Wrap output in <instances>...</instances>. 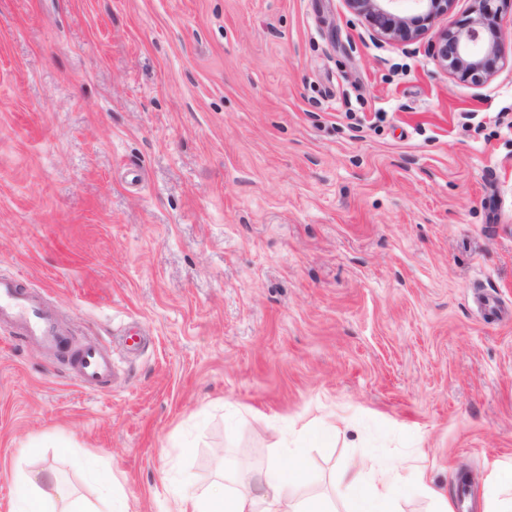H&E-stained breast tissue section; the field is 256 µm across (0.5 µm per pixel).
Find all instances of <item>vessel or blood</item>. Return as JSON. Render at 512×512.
<instances>
[{
    "mask_svg": "<svg viewBox=\"0 0 512 512\" xmlns=\"http://www.w3.org/2000/svg\"><path fill=\"white\" fill-rule=\"evenodd\" d=\"M0 322L47 347H60L65 335L41 309L33 293L21 290L11 277H0ZM75 382L82 388L102 387L112 373V359L93 343L80 347L70 361Z\"/></svg>",
    "mask_w": 512,
    "mask_h": 512,
    "instance_id": "obj_1",
    "label": "vessel or blood"
}]
</instances>
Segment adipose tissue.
<instances>
[{
  "instance_id": "obj_1",
  "label": "adipose tissue",
  "mask_w": 512,
  "mask_h": 512,
  "mask_svg": "<svg viewBox=\"0 0 512 512\" xmlns=\"http://www.w3.org/2000/svg\"><path fill=\"white\" fill-rule=\"evenodd\" d=\"M303 463L271 464L236 479L234 486L217 485L176 498L174 512H334L324 498L301 497ZM339 480L352 493L349 512H388L400 489L410 483L434 501L437 512H452L447 495L429 482L424 472L363 462L342 470ZM16 512H95L88 503L73 498L53 475L19 480Z\"/></svg>"
}]
</instances>
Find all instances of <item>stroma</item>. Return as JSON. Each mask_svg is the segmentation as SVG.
<instances>
[{
	"mask_svg": "<svg viewBox=\"0 0 512 512\" xmlns=\"http://www.w3.org/2000/svg\"><path fill=\"white\" fill-rule=\"evenodd\" d=\"M430 44L345 0H0V276L118 370L0 324V512L46 470L169 512L284 447L334 512L370 459L512 498V49L474 85ZM70 366L73 379L80 387L97 390L112 373V358L96 344L88 343L74 353Z\"/></svg>",
	"mask_w": 512,
	"mask_h": 512,
	"instance_id": "obj_1",
	"label": "stroma"
}]
</instances>
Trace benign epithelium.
Masks as SVG:
<instances>
[{
  "label": "benign epithelium",
  "instance_id": "obj_1",
  "mask_svg": "<svg viewBox=\"0 0 512 512\" xmlns=\"http://www.w3.org/2000/svg\"><path fill=\"white\" fill-rule=\"evenodd\" d=\"M358 17L372 21L379 37L398 44L418 39L435 20L452 12L455 0H345ZM496 0H475L473 18L461 19L442 31L433 44V55L450 74L479 85L495 72L504 55Z\"/></svg>",
  "mask_w": 512,
  "mask_h": 512
}]
</instances>
